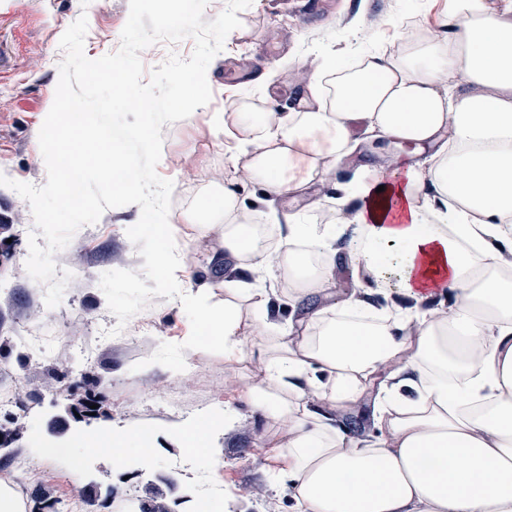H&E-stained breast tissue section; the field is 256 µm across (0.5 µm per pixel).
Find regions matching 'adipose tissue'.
I'll use <instances>...</instances> for the list:
<instances>
[{"instance_id":"ef3b65f1","label":"adipose tissue","mask_w":512,"mask_h":512,"mask_svg":"<svg viewBox=\"0 0 512 512\" xmlns=\"http://www.w3.org/2000/svg\"><path fill=\"white\" fill-rule=\"evenodd\" d=\"M446 17L447 38L325 66L291 111L245 104L208 120L214 137L242 149L217 204L191 222L222 268L287 282L297 317L243 319L237 299L257 310L272 295L235 281L224 284V307L201 292L178 301L225 359L263 338L262 369L241 397L285 427L270 452L294 512H512V276L500 271L512 255V0H447ZM359 122L435 152L426 169L370 166L351 185L347 259L376 292L392 287L417 303L452 295L443 316L385 311L366 322L358 300L336 295L328 235L295 222L255 233L241 183L282 198L328 183ZM427 182L442 208L430 205ZM280 237L283 249L270 251ZM381 368L407 375L416 395L388 390L383 434L365 444L342 418Z\"/></svg>"}]
</instances>
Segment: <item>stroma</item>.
<instances>
[{
	"mask_svg": "<svg viewBox=\"0 0 512 512\" xmlns=\"http://www.w3.org/2000/svg\"><path fill=\"white\" fill-rule=\"evenodd\" d=\"M445 0H253L239 14L241 25L225 40L207 69L212 90L209 104L193 116L164 125L162 151L167 164L158 166L160 177L174 184L170 223L181 226L177 253L183 267L177 281L181 290L213 285L212 303L223 304L219 282L222 271L211 263L187 214L199 201L214 193L213 174H233V158L224 140L209 134L211 112L235 109L245 97L259 96L280 112L295 107L300 84L285 73L295 64L325 60L348 65L356 52L392 51L405 40L408 15L444 37L441 23ZM129 14V0H0V174L42 186L47 169L40 160L39 130L53 104L64 53L59 41L79 16L88 19L84 52L98 59L116 52ZM191 157L194 171H177L173 160ZM378 150L354 154L336 168V180L316 186L317 207L302 210L291 199H263L255 186L242 190L245 202L255 203L258 224H284L296 212L305 224L326 226L333 239L348 241L353 229L334 223L338 202L355 212L349 197L351 183L362 164L377 160ZM139 205L106 210L99 221L81 227L69 245L56 253L58 270L69 269L68 258L79 255L81 272L68 282L61 303L47 307L44 289L34 287L25 263L28 234L33 229L29 203L10 188L0 186V224L11 227V243L0 253V338L9 348L0 353V389L19 390V397L0 406V425L15 430L7 447H0V484L15 486L22 467L36 465L43 473L42 486L50 499L40 502L34 487L20 496L28 512H61L60 500L72 489L83 493L82 512H128L130 500L143 497L150 475L172 474L173 464L185 449L176 432L201 416L228 413L230 432L248 437L227 448L224 437L215 446L222 464L213 474L222 493L207 512L236 507L241 488L259 485L266 499L250 502L247 512H291L286 482L275 481L267 459V446L276 439L278 425L262 417L240 397L251 378L256 357L231 362L224 348L200 338L190 316L177 299L152 297L150 303L118 325L99 286L103 273L112 270L142 271L144 259L129 249L126 231L140 218ZM48 326L52 345L44 351L26 342L38 324ZM56 367L49 377L47 367ZM189 369L181 378V369ZM100 378L97 395L107 415L60 440L50 449L45 437L47 422L62 414L70 399L84 393L85 375ZM167 387L173 397L166 403L154 399V388ZM127 435L131 459L142 462L144 472L123 480L112 456L96 452L94 442L103 429ZM274 510H267V502Z\"/></svg>",
	"mask_w": 512,
	"mask_h": 512,
	"instance_id": "stroma-1",
	"label": "stroma"
}]
</instances>
